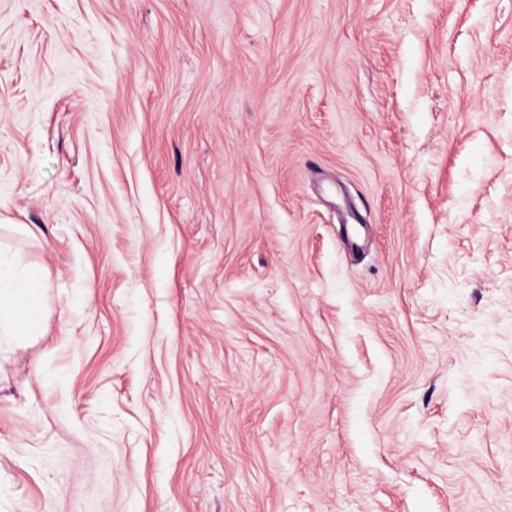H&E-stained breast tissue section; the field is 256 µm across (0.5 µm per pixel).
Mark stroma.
<instances>
[{
    "mask_svg": "<svg viewBox=\"0 0 512 512\" xmlns=\"http://www.w3.org/2000/svg\"><path fill=\"white\" fill-rule=\"evenodd\" d=\"M0 512H512V0H0ZM0 331L4 324L29 328L41 316L45 285L34 271H29L16 284L2 285L0 281Z\"/></svg>",
    "mask_w": 512,
    "mask_h": 512,
    "instance_id": "obj_1",
    "label": "stroma"
}]
</instances>
